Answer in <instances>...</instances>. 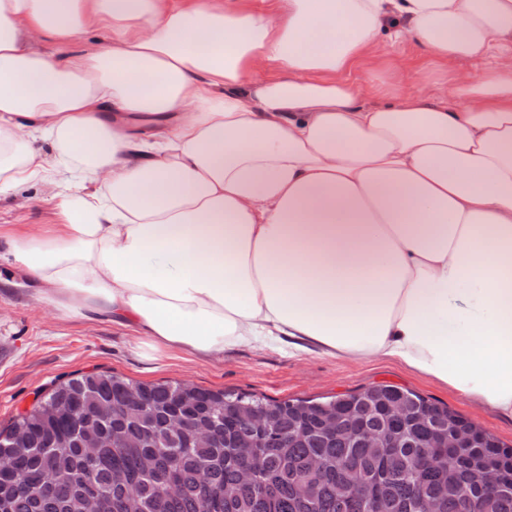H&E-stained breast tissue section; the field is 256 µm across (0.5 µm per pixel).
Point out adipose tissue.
I'll list each match as a JSON object with an SVG mask.
<instances>
[{
	"instance_id": "adipose-tissue-1",
	"label": "adipose tissue",
	"mask_w": 512,
	"mask_h": 512,
	"mask_svg": "<svg viewBox=\"0 0 512 512\" xmlns=\"http://www.w3.org/2000/svg\"><path fill=\"white\" fill-rule=\"evenodd\" d=\"M407 37L512 53V0H0V202L60 218L0 234L13 285L151 349L379 357L512 415V62L362 97L346 71Z\"/></svg>"
}]
</instances>
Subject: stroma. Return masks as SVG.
Returning <instances> with one entry per match:
<instances>
[{
    "instance_id": "1",
    "label": "stroma",
    "mask_w": 512,
    "mask_h": 512,
    "mask_svg": "<svg viewBox=\"0 0 512 512\" xmlns=\"http://www.w3.org/2000/svg\"><path fill=\"white\" fill-rule=\"evenodd\" d=\"M499 56L477 61H440L403 39L369 54L348 80L370 99L387 80L399 94L420 90L421 79L443 86L456 73L502 64ZM54 201L23 197L0 203V230L17 236L53 223ZM0 266V428L31 410L39 394L83 373L111 372L143 383L189 381L212 390L275 400L320 398L359 392L378 384L412 390L448 406L512 446V416L479 404L425 375L380 359L358 362L315 353L291 358L276 349L237 347L220 357L177 349L145 355L131 331L101 316L68 319L25 288L6 285Z\"/></svg>"
}]
</instances>
